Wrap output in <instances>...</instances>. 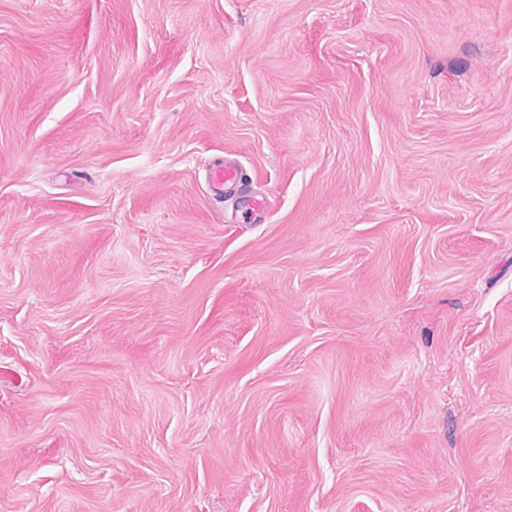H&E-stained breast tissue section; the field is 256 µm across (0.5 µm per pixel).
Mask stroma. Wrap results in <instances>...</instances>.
<instances>
[{"instance_id": "1", "label": "stroma", "mask_w": 512, "mask_h": 512, "mask_svg": "<svg viewBox=\"0 0 512 512\" xmlns=\"http://www.w3.org/2000/svg\"><path fill=\"white\" fill-rule=\"evenodd\" d=\"M0 512H512V0H0ZM244 175L241 167L232 161H218L215 163L211 174V184L215 193L220 197L224 195L226 187L242 188Z\"/></svg>"}]
</instances>
